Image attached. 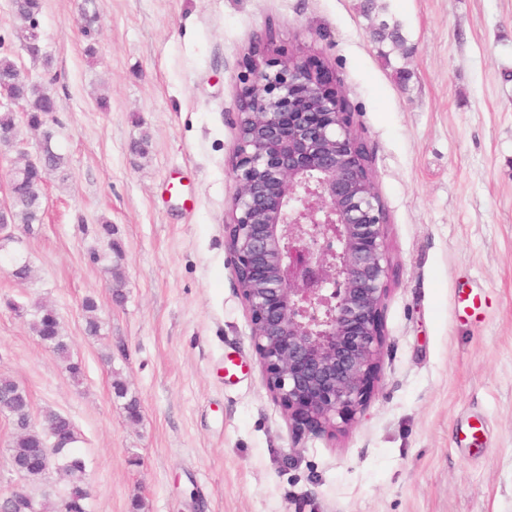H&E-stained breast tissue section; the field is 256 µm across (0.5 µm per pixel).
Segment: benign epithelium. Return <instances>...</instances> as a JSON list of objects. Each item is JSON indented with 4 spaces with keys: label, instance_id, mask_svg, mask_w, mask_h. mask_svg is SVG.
<instances>
[{
    "label": "benign epithelium",
    "instance_id": "1",
    "mask_svg": "<svg viewBox=\"0 0 512 512\" xmlns=\"http://www.w3.org/2000/svg\"><path fill=\"white\" fill-rule=\"evenodd\" d=\"M224 225L265 384L296 434H321L363 410L383 352L381 310L391 264L384 213L364 143L332 72L292 58L242 76ZM19 130L0 155L30 168ZM0 206V251L15 239Z\"/></svg>",
    "mask_w": 512,
    "mask_h": 512
}]
</instances>
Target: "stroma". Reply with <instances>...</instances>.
<instances>
[{
    "instance_id": "stroma-1",
    "label": "stroma",
    "mask_w": 512,
    "mask_h": 512,
    "mask_svg": "<svg viewBox=\"0 0 512 512\" xmlns=\"http://www.w3.org/2000/svg\"><path fill=\"white\" fill-rule=\"evenodd\" d=\"M378 2L42 0L34 57L0 0V56L51 90L66 161L13 246L31 281L0 272V376L34 423L72 422L87 512H512V0ZM382 20L403 48L375 40ZM310 56L367 147L392 273L366 410L298 437L265 385L224 224L248 58ZM105 222L116 290L89 258ZM462 291L479 310L459 309ZM8 298L57 312L80 379ZM14 433L0 415V500L23 485L57 502L62 475L12 469Z\"/></svg>"
}]
</instances>
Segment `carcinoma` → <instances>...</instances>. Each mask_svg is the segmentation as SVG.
<instances>
[{
  "instance_id": "1",
  "label": "carcinoma",
  "mask_w": 512,
  "mask_h": 512,
  "mask_svg": "<svg viewBox=\"0 0 512 512\" xmlns=\"http://www.w3.org/2000/svg\"><path fill=\"white\" fill-rule=\"evenodd\" d=\"M17 15L28 22V27L36 29V18L42 9V0H13ZM379 40H390L398 44L403 41L399 25L384 22L374 33ZM0 76L9 79L5 89L17 97L25 106V121L30 125L43 123L47 113L55 110V100L48 97L45 89L19 77L15 63L7 56L0 57ZM52 133H44L42 161L45 168L63 171L65 158L51 146ZM42 183L38 174L19 171L14 175V196L11 205V220L16 224L29 226L41 221ZM114 229L110 224H101L96 230L97 237L107 245V252L90 251V259L99 263L107 260L104 270L112 275V254H121L118 244L112 239ZM87 313L86 331L95 336L100 331V323L95 315L94 299L87 297L82 304ZM28 324L40 342L60 359L68 362L67 368L76 381L82 375L81 366L71 361L67 336L64 335L57 313L39 305L28 311ZM0 414L8 416L16 430L13 446L10 449V464L13 470L30 479H41L50 469H55L67 478V492L59 498L54 512H85L84 501L88 497L87 472L85 461L71 450L77 442V434L72 422L59 414L50 413L46 419L53 421L65 433V438L52 450L50 458L41 455L45 440L43 428L32 421L30 400L25 389L7 377H0Z\"/></svg>"
}]
</instances>
